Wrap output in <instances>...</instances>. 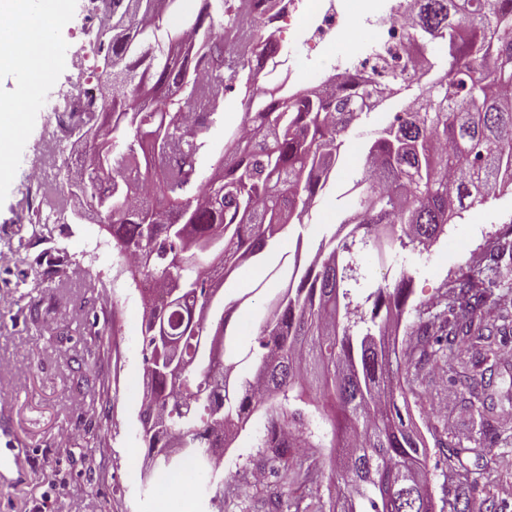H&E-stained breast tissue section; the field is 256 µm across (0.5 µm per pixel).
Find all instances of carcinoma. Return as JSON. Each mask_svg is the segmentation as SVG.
I'll use <instances>...</instances> for the list:
<instances>
[{
    "mask_svg": "<svg viewBox=\"0 0 512 512\" xmlns=\"http://www.w3.org/2000/svg\"><path fill=\"white\" fill-rule=\"evenodd\" d=\"M178 0H100L107 21L93 50L112 68L96 77V94L67 113L84 149L79 176L68 180L73 207L102 211V223L121 256L155 284L143 298L141 325L145 398L139 415L148 459L158 474L178 473L207 457L264 407L271 430L263 463L302 482L309 468L290 458L286 429L304 424L296 402L332 416L336 473L328 512H435L406 494L400 476L425 470L424 439L406 424L395 394L393 365L438 367L466 379L473 398L492 383L498 343L512 317L486 331L473 327L497 299L494 267L453 281L452 310L436 316L432 335L418 337L399 356L390 344L394 323L412 294L401 273L394 288L363 287L361 259L384 261L396 247L428 250L446 227L483 203L492 190L512 189V0H411L416 17L411 65L425 60L424 83L411 108L376 132L366 153L361 213L347 232L322 240L313 263L295 261L298 282L274 294L255 345L250 377H232L234 352L214 354L210 305L224 278L255 262L289 224H303L321 181L333 171L352 122L375 109L398 85L406 65L385 64L374 77L340 89L303 90L256 100L252 60L273 58L278 46L248 39L225 51L229 35L248 20H264L262 0H202L196 28L172 32L164 5ZM441 43L440 61L425 57V38ZM242 83L248 107L228 136L224 155L202 178L198 158L229 86ZM194 81L184 100L165 95L186 72ZM112 87V100L103 90Z\"/></svg>",
    "mask_w": 512,
    "mask_h": 512,
    "instance_id": "cac0c4a2",
    "label": "carcinoma"
}]
</instances>
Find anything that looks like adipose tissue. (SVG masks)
<instances>
[{
  "label": "adipose tissue",
  "mask_w": 512,
  "mask_h": 512,
  "mask_svg": "<svg viewBox=\"0 0 512 512\" xmlns=\"http://www.w3.org/2000/svg\"><path fill=\"white\" fill-rule=\"evenodd\" d=\"M68 0H0V66L27 87L46 74L55 51V22ZM41 24H33L32 16Z\"/></svg>",
  "instance_id": "ef3b65f1"
}]
</instances>
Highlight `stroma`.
Returning a JSON list of instances; mask_svg holds the SVG:
<instances>
[{"label": "stroma", "mask_w": 512, "mask_h": 512, "mask_svg": "<svg viewBox=\"0 0 512 512\" xmlns=\"http://www.w3.org/2000/svg\"><path fill=\"white\" fill-rule=\"evenodd\" d=\"M92 9L91 0H72L69 12L57 22L60 60L52 77L59 86L67 84L76 49L88 47L93 37L85 21ZM402 108V99L395 98L357 119L343 135L341 160L316 196L307 224L287 226L254 264L226 279L224 300L238 304L227 318L226 332L237 337L240 351H248L259 334L267 297L287 283L296 251L317 249L358 210L356 184L370 134ZM246 109L245 90L234 83L209 132L202 175H210ZM26 189L16 166L0 184V254L10 259L0 265V394L10 398L0 428L25 444L28 454L19 465L31 478L19 488L0 481V512H256L257 501L276 492L285 497L327 496L334 431L310 407L303 427L308 446L302 454L316 482L306 488L275 478L251 480L264 454L266 416L260 410L231 440L216 473L198 477L177 498H165L154 485L126 477L129 459L148 453L136 382L143 373L140 289L120 276L123 260L103 224L70 213L64 223L50 222V209L24 207ZM37 221L42 227L35 235L31 225ZM509 230L512 191L464 212L428 251L400 250L383 262L365 256L368 286L394 287L404 272L413 279V293L396 327L399 344L417 335L420 314L443 308L450 281L488 263L498 237ZM61 252L72 263L58 287L45 279L42 263ZM90 279L97 289L89 313L82 301L83 285ZM31 305L38 306L39 319L23 316V308ZM95 323L107 326L105 340L91 336ZM82 360L99 376L96 391H80L73 384V371ZM398 377L414 425L426 439L448 438L447 452L429 448L426 462L436 512H451L455 498L464 492L469 495L468 512H482L488 496L512 512V468L502 462L512 456V436L479 445L469 428L482 410L512 427V342L499 353L494 383L479 401L470 400L464 385L450 384L440 370L417 380L402 369ZM63 433L68 443H60Z\"/></svg>", "instance_id": "35a3bbf8"}]
</instances>
